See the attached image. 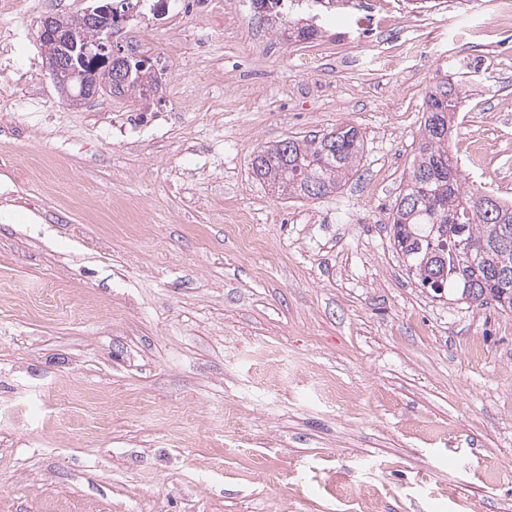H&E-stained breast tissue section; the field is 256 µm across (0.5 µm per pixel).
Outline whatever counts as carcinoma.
Instances as JSON below:
<instances>
[{
	"mask_svg": "<svg viewBox=\"0 0 512 512\" xmlns=\"http://www.w3.org/2000/svg\"><path fill=\"white\" fill-rule=\"evenodd\" d=\"M314 18H304L308 24L300 25L299 38L318 36L319 28L309 24ZM304 19L290 16L288 23ZM465 99L464 88L446 79L427 92L409 181L389 208L388 223L394 247L419 287L443 271L448 292L512 311V201L496 196L491 208H481L485 192L470 186L448 145ZM362 150V134L346 124L320 136L266 145L251 165L277 194L314 201L335 193L357 172Z\"/></svg>",
	"mask_w": 512,
	"mask_h": 512,
	"instance_id": "1",
	"label": "carcinoma"
}]
</instances>
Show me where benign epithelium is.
<instances>
[{
    "instance_id": "7a95c632",
    "label": "benign epithelium",
    "mask_w": 512,
    "mask_h": 512,
    "mask_svg": "<svg viewBox=\"0 0 512 512\" xmlns=\"http://www.w3.org/2000/svg\"><path fill=\"white\" fill-rule=\"evenodd\" d=\"M114 16V6L106 3L87 10L77 26H65L53 16L42 22L38 38L50 58L49 75L62 99L73 107L98 97L95 76L86 71L88 60L98 54H105L102 61L117 74L113 94L125 93L130 55L112 50V31L117 29ZM89 30L97 32L95 39L89 38Z\"/></svg>"
}]
</instances>
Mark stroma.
Here are the masks:
<instances>
[{
    "label": "stroma",
    "mask_w": 512,
    "mask_h": 512,
    "mask_svg": "<svg viewBox=\"0 0 512 512\" xmlns=\"http://www.w3.org/2000/svg\"><path fill=\"white\" fill-rule=\"evenodd\" d=\"M365 2L360 30L349 0L254 55L226 0H133L114 40L139 33L160 97L77 108L38 31L94 0L0 13V512H512V312L416 287L387 222L444 76L482 88L463 175L512 199V70L478 68L512 31L496 0L461 26L464 0ZM342 124L364 153L336 194L254 176L266 143Z\"/></svg>",
    "instance_id": "1"
}]
</instances>
